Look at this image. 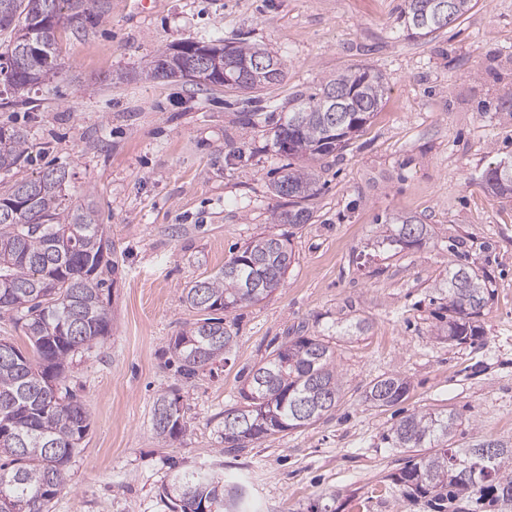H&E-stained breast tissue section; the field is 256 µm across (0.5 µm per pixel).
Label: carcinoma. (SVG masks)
Returning a JSON list of instances; mask_svg holds the SVG:
<instances>
[{"mask_svg":"<svg viewBox=\"0 0 512 512\" xmlns=\"http://www.w3.org/2000/svg\"><path fill=\"white\" fill-rule=\"evenodd\" d=\"M397 21L419 36L443 26L435 20L442 0H405ZM112 0H0V75L14 92L51 83L59 72L58 33L62 28L87 31L103 23ZM424 22L420 29L417 22ZM275 74L254 73L234 81L235 89L257 93L280 82ZM348 91L329 112L326 93ZM385 87L382 76L367 68L347 70L300 95L275 124V145L302 164L287 166L274 184L285 199L273 212L276 224H306V205L316 194L319 175L314 163L343 151L356 133L379 111ZM29 162L27 134L17 126H0V171ZM69 171L48 167L15 181L0 192V310L19 313L30 350L0 343V512H48L65 487L68 468L89 428V415L66 385V367L81 349L104 341L112 317L103 300L101 278L112 268V242L107 225L88 200L62 207ZM485 183L500 199L512 198V162L488 167ZM379 242L386 249L418 244L428 225L409 216ZM287 239L257 236L216 274L194 280L183 289L182 302L197 312L232 311L267 298L281 283L293 261ZM440 292V319L448 326V342L475 343L481 338L478 318L494 296L492 279L467 265L448 266V277L435 285ZM235 336L221 318H199L174 338L171 351L181 373L194 377L224 360ZM408 380L398 372L373 379L363 394L374 408L404 401ZM242 402L224 412L221 439L228 450L243 451L263 438L311 425L336 410L342 382L329 340L292 336L263 362L253 366L239 391ZM186 407L177 389L156 398L155 434L174 438L187 427ZM460 417L452 410L414 411L394 424L388 439L410 452L408 464L391 476L403 500L424 512H512V447L479 440L455 445ZM492 446L497 460L476 468L482 450ZM172 512H245L244 486L224 481L217 471L174 467L164 487ZM336 494L321 496L306 512H336Z\"/></svg>","mask_w":512,"mask_h":512,"instance_id":"carcinoma-1","label":"carcinoma"}]
</instances>
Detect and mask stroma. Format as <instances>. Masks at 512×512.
<instances>
[{
    "instance_id": "35a3bbf8",
    "label": "stroma",
    "mask_w": 512,
    "mask_h": 512,
    "mask_svg": "<svg viewBox=\"0 0 512 512\" xmlns=\"http://www.w3.org/2000/svg\"><path fill=\"white\" fill-rule=\"evenodd\" d=\"M403 0H112L96 29H62L58 77L24 95L0 91V125L28 132L32 161L0 172V191L65 166L64 206L91 197L109 227L114 271L105 342L79 352L68 385L90 428L50 512H170L172 462L223 466L257 512H305L336 492L337 512H420L390 481L409 458L386 435L400 414L451 409L460 447L512 446V200L487 191L490 163L512 160V0H477L426 36L397 22ZM247 39L282 57L286 76L262 94L281 107L336 73L382 74V106L342 153L321 160L309 223L276 224L272 185L288 159L272 123L240 121L242 92L142 75L187 39ZM415 216L421 244L379 248L386 218ZM289 238L295 259L266 299L225 313L236 338L224 362L192 379L168 346L195 321L181 291L216 274L251 238ZM485 269L495 295L482 341L436 339L433 287L450 261ZM359 319L368 332L348 338ZM328 337L346 382L336 410L241 453L221 450L224 412L251 367L293 334ZM397 372L405 401L371 408L368 384ZM179 389L189 427L158 438L152 410Z\"/></svg>"
}]
</instances>
